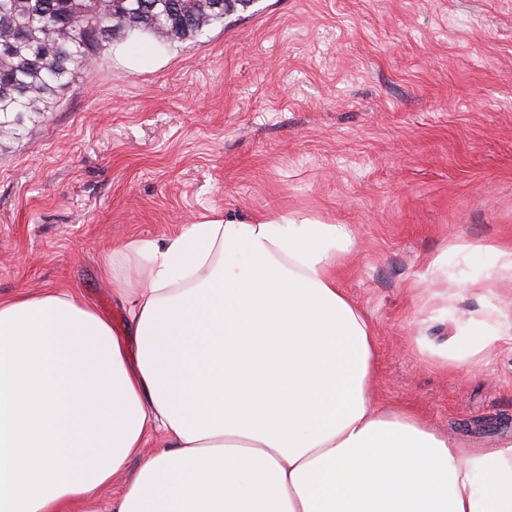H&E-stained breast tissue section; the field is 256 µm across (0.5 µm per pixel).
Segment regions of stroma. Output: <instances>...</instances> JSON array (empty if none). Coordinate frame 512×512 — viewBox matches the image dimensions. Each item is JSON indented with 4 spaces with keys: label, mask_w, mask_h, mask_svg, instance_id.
<instances>
[{
    "label": "stroma",
    "mask_w": 512,
    "mask_h": 512,
    "mask_svg": "<svg viewBox=\"0 0 512 512\" xmlns=\"http://www.w3.org/2000/svg\"><path fill=\"white\" fill-rule=\"evenodd\" d=\"M213 211L350 225L377 404L512 441V0H254L194 40L115 38L0 139V297L72 288L126 331L103 252Z\"/></svg>",
    "instance_id": "35a3bbf8"
}]
</instances>
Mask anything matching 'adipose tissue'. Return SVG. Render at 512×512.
Instances as JSON below:
<instances>
[{
  "label": "adipose tissue",
  "mask_w": 512,
  "mask_h": 512,
  "mask_svg": "<svg viewBox=\"0 0 512 512\" xmlns=\"http://www.w3.org/2000/svg\"><path fill=\"white\" fill-rule=\"evenodd\" d=\"M351 246L299 214L132 240L137 290L102 262L126 334L71 288L0 298V512H512V443L376 403Z\"/></svg>",
  "instance_id": "ef3b65f1"
}]
</instances>
